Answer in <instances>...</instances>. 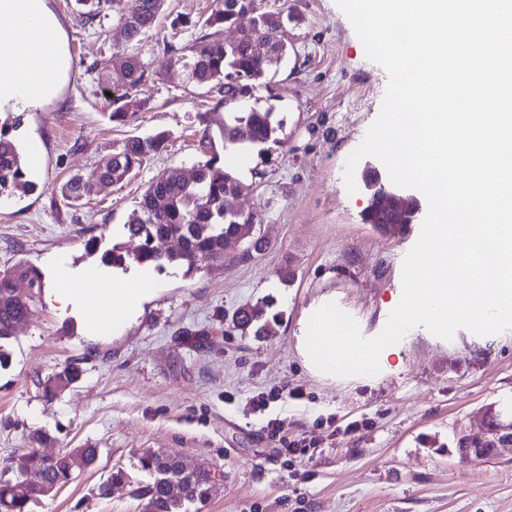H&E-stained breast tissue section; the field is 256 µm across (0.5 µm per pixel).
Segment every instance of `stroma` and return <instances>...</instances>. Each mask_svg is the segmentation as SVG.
Segmentation results:
<instances>
[{"label":"stroma","instance_id":"stroma-1","mask_svg":"<svg viewBox=\"0 0 512 512\" xmlns=\"http://www.w3.org/2000/svg\"><path fill=\"white\" fill-rule=\"evenodd\" d=\"M47 4L72 69L59 97L24 120L41 152L34 190L0 208V270L24 262L44 282L5 344L0 461L35 446L39 432L45 452L91 445L99 457L33 512H141L129 485L106 496L98 487L116 466L142 479L138 457L147 449L174 453L194 471H222L200 512H512V437L496 435L498 424H512V330L461 329L445 343L414 327L388 369L364 382L318 377L297 350L305 316L323 299L363 336L378 335L421 230L416 221L385 235L365 223L367 174L385 170L378 159L363 158L356 192L346 190L345 161L378 117L388 75L366 58L335 0H257L261 10L295 16L287 36L296 54L273 66L260 93V107L284 119L286 144L268 161L252 152L241 165L226 162L224 106L184 66L182 49L213 0H166L134 50L156 74L145 89L150 107L123 124L112 121L95 68L105 59L120 76L131 51L110 0L86 28L75 0ZM159 131L168 135L165 149L124 183H98L76 205L63 199L71 176L125 139ZM210 159L237 177L236 205L253 218L252 239L230 240L223 262L191 275L103 264L113 245L133 253L126 225L154 177L177 169L190 179ZM60 257L75 274L96 269L99 286L147 275L157 291L123 334L94 333L82 308L62 316L47 301ZM249 307L263 309L266 333L235 327L236 313ZM70 364L79 380L44 399L41 383ZM284 386L302 388L303 398L253 412L252 397ZM268 415L286 419L289 433L311 439L313 449L287 464L262 430ZM354 421L360 429L348 432ZM488 440L489 456L461 459L463 445Z\"/></svg>","mask_w":512,"mask_h":512}]
</instances>
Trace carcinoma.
I'll return each instance as SVG.
<instances>
[{"instance_id": "cac0c4a2", "label": "carcinoma", "mask_w": 512, "mask_h": 512, "mask_svg": "<svg viewBox=\"0 0 512 512\" xmlns=\"http://www.w3.org/2000/svg\"><path fill=\"white\" fill-rule=\"evenodd\" d=\"M118 20L125 29L129 42L141 41L155 24L163 9V0H112ZM284 12L262 11L256 0H216L215 8L204 20L201 32L188 46L186 65L189 79L197 86L216 90L220 102L230 111L224 122V145L228 149L262 146L258 156L267 153L265 146L282 145L279 137L284 124L271 109L253 106L239 109L240 103L251 99L272 67V59L257 51L260 44H269L280 56L288 53ZM233 26L239 37L227 43L222 37L224 27ZM101 82L113 88L112 121L122 123L128 110L135 106L145 108L150 98L139 97V92L151 80L137 55L127 57L122 81L112 85V73L104 63L96 65ZM21 124L16 118L9 126H0V196L31 191L32 182L26 179L21 167L18 144L10 135ZM168 136L157 132L145 137L134 136L103 157L93 170L76 175L61 187V193L70 202H78L93 192L97 183H119L139 171L143 164L164 150ZM369 204L364 220L375 224L382 215L383 193L378 181L367 184ZM238 182L226 168L209 160L200 165L190 180H183L168 171L156 176L137 202L136 216L127 225L132 237L142 241L140 251L130 257L114 246L103 254V261L122 267L132 259L138 263L150 262L162 269L167 264L182 266L189 275L202 265L224 261V245L231 238L244 239L253 234L252 219L241 213L235 200ZM161 238L179 241L180 248L162 254L153 242ZM41 291L43 281L37 269L18 264L0 271V341L13 335L14 324L29 313L31 296L22 289ZM66 378L75 382L79 371L66 366L41 384L42 395L48 400L58 396L53 381ZM99 450L78 448L45 456L31 449L0 464V512H33L32 506L44 498L45 489L69 483L75 472L93 465ZM138 467L148 481L140 482L132 490L133 496L143 502V512H198L194 506L207 501L213 487V473L199 471L180 476L178 463L172 455L145 450L138 458ZM40 475V482L25 479L29 472ZM127 472L119 467L108 473L100 485V494L106 495L114 483H127Z\"/></svg>"}]
</instances>
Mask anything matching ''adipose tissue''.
I'll return each mask as SVG.
<instances>
[{"mask_svg":"<svg viewBox=\"0 0 512 512\" xmlns=\"http://www.w3.org/2000/svg\"><path fill=\"white\" fill-rule=\"evenodd\" d=\"M71 57L60 21L46 0H0V112H34L56 99L69 76ZM59 285L48 295L59 310L82 304L100 329L117 334L155 293L152 280L133 279L94 288L89 276L72 277L58 259Z\"/></svg>","mask_w":512,"mask_h":512,"instance_id":"adipose-tissue-1","label":"adipose tissue"}]
</instances>
